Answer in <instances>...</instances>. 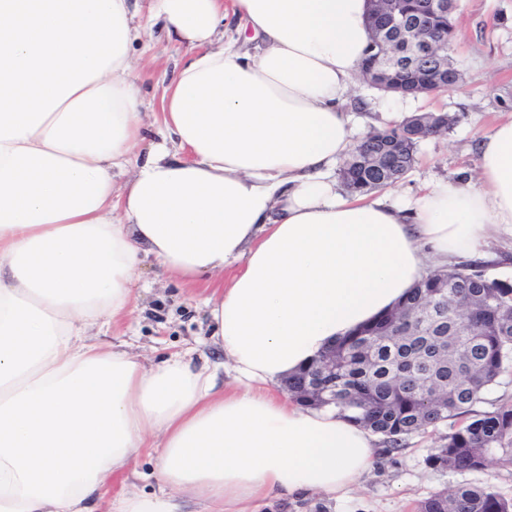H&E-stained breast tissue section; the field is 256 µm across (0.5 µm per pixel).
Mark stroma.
Segmentation results:
<instances>
[{"instance_id": "35a3bbf8", "label": "stroma", "mask_w": 512, "mask_h": 512, "mask_svg": "<svg viewBox=\"0 0 512 512\" xmlns=\"http://www.w3.org/2000/svg\"><path fill=\"white\" fill-rule=\"evenodd\" d=\"M453 17L456 38L450 55L463 74L459 89L395 101L359 78L345 105L362 135L415 112L441 111L453 117L447 132L418 144L413 168L394 186L402 201L435 181L463 184L474 179L481 137L497 120L512 116V0H456ZM134 51L160 57L156 65L138 73L145 112L158 111L162 87L176 76L175 66L186 60L188 50L167 41L157 23L147 27ZM223 281V275L216 274L206 277L205 287L185 286L159 275L155 260L146 258L137 271L132 313L120 324L96 327L94 339L128 351L148 367L176 354L220 365L224 356L210 340L205 299ZM448 431V426H441L410 438L398 450L379 447L373 471L342 498L285 497L262 512H416L417 504L430 494L461 483L512 498V465L494 462L481 471L445 473L426 467V456ZM155 464L153 453L142 452L129 469L108 480L103 502L121 493L156 491Z\"/></svg>"}]
</instances>
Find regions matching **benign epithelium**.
I'll return each instance as SVG.
<instances>
[{"label": "benign epithelium", "mask_w": 512, "mask_h": 512, "mask_svg": "<svg viewBox=\"0 0 512 512\" xmlns=\"http://www.w3.org/2000/svg\"><path fill=\"white\" fill-rule=\"evenodd\" d=\"M448 13V0H422L412 12L401 8L399 0H385L384 8L370 13L368 27L372 45L381 49L377 60L363 64L366 80L381 89L407 94L408 86L391 76V69L414 67L422 58L431 59L422 87L429 95L458 88V77L447 79L442 64L440 36L428 24L434 14Z\"/></svg>", "instance_id": "1"}]
</instances>
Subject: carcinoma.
<instances>
[{"mask_svg": "<svg viewBox=\"0 0 512 512\" xmlns=\"http://www.w3.org/2000/svg\"><path fill=\"white\" fill-rule=\"evenodd\" d=\"M413 118L369 131L340 169L345 189L368 195L402 179L413 167L427 129L412 138ZM399 151L383 173L367 155ZM512 372V287L474 263L430 270L394 308L339 340L288 376V394L305 407L312 384L336 382L334 409L394 450L446 423L450 431L426 457L433 470L478 471L497 460L512 464V401L478 412L484 393ZM418 512H512V499L487 487L459 484L431 494Z\"/></svg>", "mask_w": 512, "mask_h": 512, "instance_id": "cac0c4a2", "label": "carcinoma"}]
</instances>
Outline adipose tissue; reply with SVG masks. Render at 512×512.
I'll return each mask as SVG.
<instances>
[{
  "instance_id": "adipose-tissue-1",
  "label": "adipose tissue",
  "mask_w": 512,
  "mask_h": 512,
  "mask_svg": "<svg viewBox=\"0 0 512 512\" xmlns=\"http://www.w3.org/2000/svg\"><path fill=\"white\" fill-rule=\"evenodd\" d=\"M228 4L255 55L225 44ZM368 9L151 0L196 53L163 89L168 140L140 156L131 0H0V512H97L151 447L158 492L109 512H254L373 468L376 435L273 387L400 302L426 257L512 239V118L480 140L475 183L430 184L410 210L342 194ZM145 256L186 284L232 270L209 303L227 382L88 339L130 312Z\"/></svg>"
}]
</instances>
